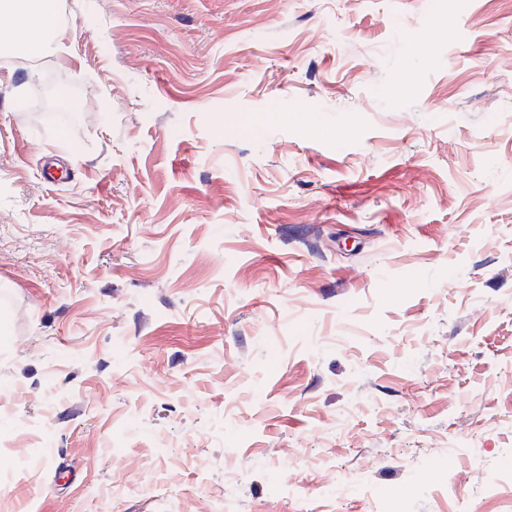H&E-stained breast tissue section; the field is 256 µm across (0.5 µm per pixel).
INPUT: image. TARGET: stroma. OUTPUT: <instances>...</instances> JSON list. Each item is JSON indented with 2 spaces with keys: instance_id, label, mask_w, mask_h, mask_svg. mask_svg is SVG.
I'll return each instance as SVG.
<instances>
[{
  "instance_id": "35a3bbf8",
  "label": "stroma",
  "mask_w": 512,
  "mask_h": 512,
  "mask_svg": "<svg viewBox=\"0 0 512 512\" xmlns=\"http://www.w3.org/2000/svg\"><path fill=\"white\" fill-rule=\"evenodd\" d=\"M60 9L0 54V512H512V0Z\"/></svg>"
}]
</instances>
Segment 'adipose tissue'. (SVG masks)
<instances>
[{"label":"adipose tissue","mask_w":512,"mask_h":512,"mask_svg":"<svg viewBox=\"0 0 512 512\" xmlns=\"http://www.w3.org/2000/svg\"><path fill=\"white\" fill-rule=\"evenodd\" d=\"M0 14L14 20L0 28V51L31 59L65 55L67 25L56 0H0Z\"/></svg>","instance_id":"1"}]
</instances>
